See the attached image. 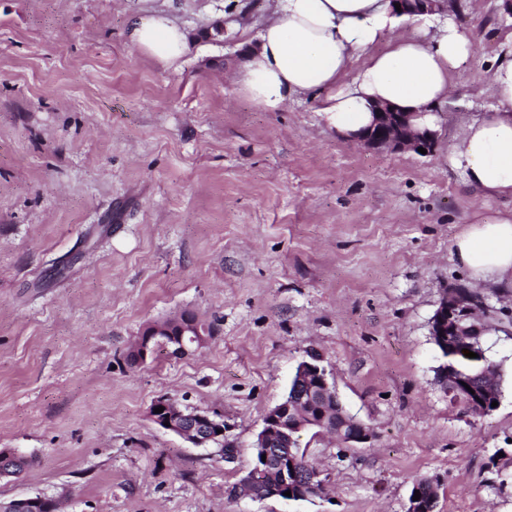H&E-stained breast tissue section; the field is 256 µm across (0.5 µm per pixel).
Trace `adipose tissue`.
<instances>
[{"label":"adipose tissue","mask_w":512,"mask_h":512,"mask_svg":"<svg viewBox=\"0 0 512 512\" xmlns=\"http://www.w3.org/2000/svg\"><path fill=\"white\" fill-rule=\"evenodd\" d=\"M129 43L152 60L178 68L189 35L167 15L133 17ZM389 39L388 50L369 48ZM473 53V42L451 18L435 14L415 21L390 0H276L271 16L243 65L230 77L237 91L267 111L292 97L322 93L324 123L343 136L367 127L373 108L389 103L414 113L421 127L451 92L450 76ZM364 66L347 76L350 61ZM496 105L471 121L449 152L467 181L493 196L512 197V37L490 70ZM452 253L474 281L512 282V214L482 217L454 239Z\"/></svg>","instance_id":"ef3b65f1"}]
</instances>
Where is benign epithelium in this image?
<instances>
[{"mask_svg":"<svg viewBox=\"0 0 512 512\" xmlns=\"http://www.w3.org/2000/svg\"><path fill=\"white\" fill-rule=\"evenodd\" d=\"M411 15H423L436 11H447L448 0H392ZM414 113L404 112L391 105H378L373 112V121L353 139L367 148L386 149L393 152H418L424 148L432 150L437 133L421 129L412 123ZM475 300L465 290L445 291L431 318L430 336L440 351L448 358V347L467 342L476 335L470 324ZM213 332L192 313H184L174 319L146 323L133 351L137 364L154 359L160 351L171 359H182L203 348L211 340ZM438 379L445 392L463 402L465 412L473 417H483L488 410L487 401L470 393L463 383L466 379L443 363L438 369ZM161 407L163 412L154 409ZM336 408L339 424L335 436L345 447L358 448L375 438L373 428L348 414L339 401L335 383L329 380V372L323 358L312 357L296 367L287 396L266 415L261 431L254 443V463L241 486L249 488L258 483L262 474L271 475L275 481L265 484L256 497L264 501L272 497L305 500L307 496L294 493L302 483L295 468L300 433L320 431L326 427V418L331 408ZM149 417L161 429L177 436L194 448L224 447V417L217 413L192 411L181 407L176 401L160 396L149 408ZM170 426H165V423ZM22 456L11 448H0V481L17 478L22 474ZM291 492L287 497L284 492ZM57 500L47 495L35 494L16 497L9 512H55Z\"/></svg>","mask_w":512,"mask_h":512,"instance_id":"obj_1","label":"benign epithelium"}]
</instances>
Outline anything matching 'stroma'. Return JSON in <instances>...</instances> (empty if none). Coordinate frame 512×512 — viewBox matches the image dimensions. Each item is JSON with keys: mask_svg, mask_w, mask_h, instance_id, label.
<instances>
[{"mask_svg": "<svg viewBox=\"0 0 512 512\" xmlns=\"http://www.w3.org/2000/svg\"><path fill=\"white\" fill-rule=\"evenodd\" d=\"M163 10L185 27L180 69L126 36ZM269 0H0V448L32 461L0 497L63 512H405L439 478L436 512H512V288L474 285L451 255L476 216L511 212L451 166L495 98L512 35L503 0H448L474 54L456 69L425 156L369 149L307 94L275 112L229 80ZM223 23L220 39L205 31ZM479 297L497 408L474 418L436 379L429 324L444 289ZM183 311L212 323L180 360L130 365L140 328ZM376 437L313 439L324 497L235 491L269 409L310 351ZM224 417L225 461L156 426L152 402ZM57 500L47 495L35 494L15 497L8 512H54Z\"/></svg>", "mask_w": 512, "mask_h": 512, "instance_id": "obj_1", "label": "stroma"}]
</instances>
